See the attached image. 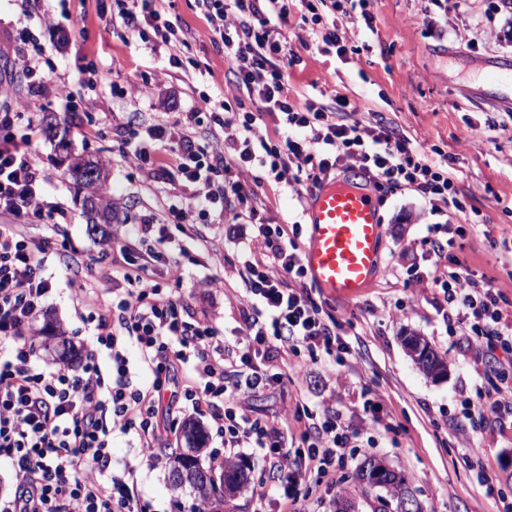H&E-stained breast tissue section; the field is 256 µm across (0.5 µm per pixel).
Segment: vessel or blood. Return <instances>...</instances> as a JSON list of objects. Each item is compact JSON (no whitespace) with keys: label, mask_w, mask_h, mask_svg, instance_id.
<instances>
[{"label":"vessel or blood","mask_w":512,"mask_h":512,"mask_svg":"<svg viewBox=\"0 0 512 512\" xmlns=\"http://www.w3.org/2000/svg\"><path fill=\"white\" fill-rule=\"evenodd\" d=\"M303 264L329 298L356 299L381 269L382 224L368 185L341 178L315 192Z\"/></svg>","instance_id":"b4317fda"}]
</instances>
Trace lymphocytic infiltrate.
Instances as JSON below:
<instances>
[{
    "label": "lymphocytic infiltrate",
    "mask_w": 512,
    "mask_h": 512,
    "mask_svg": "<svg viewBox=\"0 0 512 512\" xmlns=\"http://www.w3.org/2000/svg\"><path fill=\"white\" fill-rule=\"evenodd\" d=\"M205 38L222 44L230 76L220 108L200 93L210 125L224 133L223 151L198 140L180 121L159 120L147 134L131 131L120 150L130 166L165 170L175 166L164 217L146 214L133 227V240L102 244L95 259L99 277L81 298L94 331L76 363L48 369L40 364V345L31 327L52 291L49 255L72 249L64 237L35 240L29 221L54 219L59 207H46L47 174L31 155L32 126L22 125L25 103L0 113V462L16 484L0 495V512H154L135 488L141 464H155L179 414L209 415L215 433L228 448L268 450L280 512H307L310 479L324 481L345 456L352 435L341 414L309 412L296 402L294 416L305 421L301 448L282 452L277 422L250 418L242 403L249 393L270 385L274 376L257 366L262 354L271 363H287L298 348L324 353L344 364L348 352L333 314L325 312L307 284L299 239L300 224H268L259 198L248 184L254 172L293 188L297 199L322 186L336 171L357 166L374 187L416 192L432 208L466 210L448 155L414 141L394 122H348L347 107L335 96V110L312 97L291 100L285 72L300 56L283 28L289 10L284 0H202ZM118 16L134 32L152 28L157 46L169 52L172 67L182 63L187 40L172 21L165 0H132ZM234 209L250 227L239 241L238 271L242 313L237 346L226 349L218 328L190 319L173 285L182 279L180 261L170 256L174 224L195 230L198 218L223 217ZM261 242L255 254L253 242ZM441 275L442 312L449 330L493 370L512 367V300L492 281L476 279L466 264L450 258L439 239L427 242ZM137 254L134 269L115 267L112 252ZM164 262L171 287L149 276ZM111 294L110 302L100 294ZM263 351H255V344ZM134 346L148 382H139L126 356ZM196 373L188 384L177 374L184 365ZM134 432L139 458L112 467V435Z\"/></svg>",
    "instance_id": "obj_1"
}]
</instances>
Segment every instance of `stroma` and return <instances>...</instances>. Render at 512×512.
<instances>
[{"label": "stroma", "instance_id": "1", "mask_svg": "<svg viewBox=\"0 0 512 512\" xmlns=\"http://www.w3.org/2000/svg\"><path fill=\"white\" fill-rule=\"evenodd\" d=\"M374 32L363 35L359 15L338 18L360 45L359 54L341 60L319 51L300 49V62L288 68V93L297 99L311 88L322 91L323 103L345 95L355 119L393 121L424 146L436 145L453 156L449 171L468 211L485 224L456 239L453 255L470 270L492 280L512 299V99L498 103L478 95L488 61L512 63V0H374ZM116 0H0V77L13 80L17 96L27 100L28 118L38 132L32 157L51 173L47 201L66 212V223H31L30 237L61 234L77 251L78 260L97 254L105 238H129L139 215L161 213L166 185L127 165L117 145L129 128L142 131L173 112L195 111L200 92L213 100L224 93L228 63L207 40L183 50V68L170 67L166 50H154L138 34L114 22ZM52 16L53 28L42 24ZM37 35L47 52L37 65L44 79L32 94L19 60L27 38ZM67 83L75 94L66 102L56 86ZM66 127L76 152L101 159L106 188L118 219L93 226L86 220V202L60 164L47 122ZM271 223L296 221L301 208L291 188L261 180L253 185ZM377 199L382 217V270L373 284L349 302L324 299L342 325L351 354L345 365L323 363L303 368L304 389L312 409L340 411L353 429L376 441L372 451H346L336 479L343 495L355 500L358 512H373L355 472L366 454L383 458L408 479L424 512H499L501 497L512 499V412L483 430L462 426L456 407L463 394L482 386L483 367L459 337L449 335L432 284L434 264L424 241L436 225L464 223L462 214L435 211L409 190L384 189ZM232 212L222 223L199 225V238L188 241L182 257L179 293L191 313L207 317L234 345L241 324L236 302L240 280L233 265L234 247L226 238L235 224ZM202 256L195 265L193 256ZM53 289L36 326L60 325L73 343L88 340L92 324L82 319V285L95 277L86 267H69L49 257ZM223 278L221 290L200 289V280ZM428 340L446 359L445 375L433 378L418 369L404 337ZM295 386L289 377L254 394L246 408L254 417L280 415L292 402ZM381 397V423H374L363 403L369 392ZM180 446L171 434L156 466H141L137 490L156 512H186L194 500L191 489L169 486L168 458ZM474 448L489 476V486L472 479L463 461L465 447ZM237 460L250 466L247 485L206 512H276L274 496H261L259 479L270 476L263 451L239 449Z\"/></svg>", "mask_w": 512, "mask_h": 512}]
</instances>
